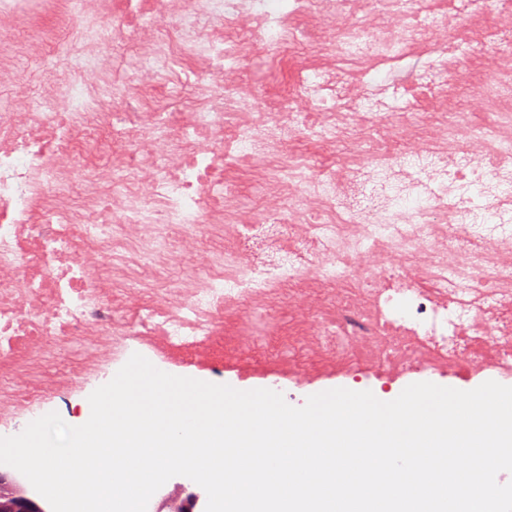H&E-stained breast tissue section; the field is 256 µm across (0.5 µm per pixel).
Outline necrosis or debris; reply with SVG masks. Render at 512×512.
Segmentation results:
<instances>
[{"mask_svg":"<svg viewBox=\"0 0 512 512\" xmlns=\"http://www.w3.org/2000/svg\"><path fill=\"white\" fill-rule=\"evenodd\" d=\"M432 0H50L75 77L21 88L0 112V422L47 400L67 403L74 372L92 373L120 340L215 336L224 300L250 310L258 285L295 309L296 336H267L300 370L321 337L354 368L383 344L395 367L512 362V62L431 113L368 114L301 93L265 111L243 81L255 45L276 77L350 93L337 65L403 63L412 81L456 79L461 27ZM470 24L512 35V0H470ZM28 0H0V81L49 38ZM134 41L117 63V33ZM459 49L448 60V49ZM315 137L320 164L291 141ZM260 160L248 199L225 166ZM400 194L384 210L347 208L359 176ZM276 227L311 257L255 266L224 249L222 223Z\"/></svg>","mask_w":512,"mask_h":512,"instance_id":"1","label":"necrosis or debris"}]
</instances>
